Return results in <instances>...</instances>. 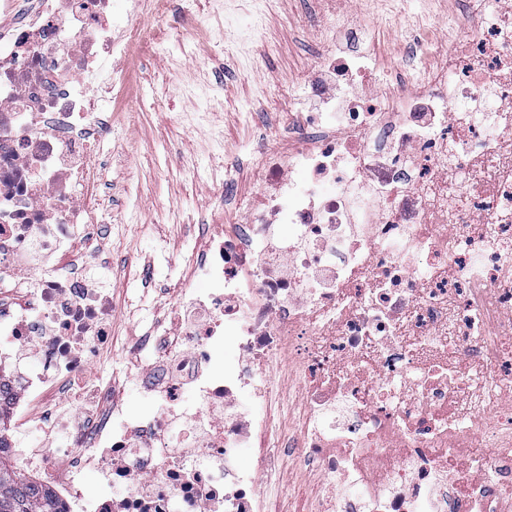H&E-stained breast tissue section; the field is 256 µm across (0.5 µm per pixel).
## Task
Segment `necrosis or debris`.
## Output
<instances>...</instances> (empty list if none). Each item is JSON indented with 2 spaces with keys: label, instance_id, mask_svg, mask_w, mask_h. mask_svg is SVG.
I'll list each match as a JSON object with an SVG mask.
<instances>
[{
  "label": "necrosis or debris",
  "instance_id": "necrosis-or-debris-1",
  "mask_svg": "<svg viewBox=\"0 0 512 512\" xmlns=\"http://www.w3.org/2000/svg\"><path fill=\"white\" fill-rule=\"evenodd\" d=\"M0 0V382L26 414L112 339V300L56 260L106 222L107 169L89 164L129 95L112 61L128 24L173 0ZM458 45L427 79L374 89L378 66L318 42L319 76L288 146L189 260L205 290L168 298L156 340L167 417L98 413L84 387L57 430L87 445L9 452L62 512H270L264 475L292 459L299 512H512V0H463ZM288 225V239L277 229ZM233 343L236 366L223 350ZM42 365L15 367L33 354ZM252 404L241 409L240 395ZM112 458L123 499L79 476ZM252 449V465L234 463Z\"/></svg>",
  "mask_w": 512,
  "mask_h": 512
}]
</instances>
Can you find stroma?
<instances>
[{
	"mask_svg": "<svg viewBox=\"0 0 512 512\" xmlns=\"http://www.w3.org/2000/svg\"><path fill=\"white\" fill-rule=\"evenodd\" d=\"M265 43L253 65L219 40L223 17L207 0H179L159 17H132L148 50L136 64L126 113L104 133L91 160L110 164L112 213L99 252L111 263L89 267L113 302L112 344L87 371L109 389L126 414L158 410L153 375H128L125 355L161 325L163 295L186 279L185 257L201 244L202 227L217 218L225 180L236 189L258 185L259 148L285 146L287 114L303 100L314 71L313 31L363 28L362 48L379 66L377 82H396L408 65L425 76L432 60L409 61L410 44L454 45L464 14L461 0H338L335 16L314 14L309 0H270ZM404 19V30L373 23L375 12Z\"/></svg>",
	"mask_w": 512,
	"mask_h": 512,
	"instance_id": "35a3bbf8",
	"label": "stroma"
}]
</instances>
